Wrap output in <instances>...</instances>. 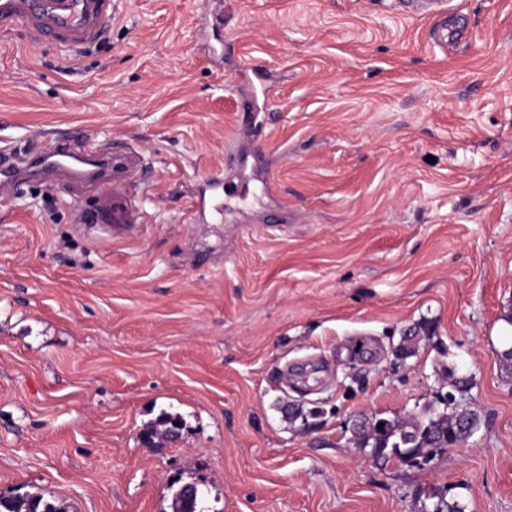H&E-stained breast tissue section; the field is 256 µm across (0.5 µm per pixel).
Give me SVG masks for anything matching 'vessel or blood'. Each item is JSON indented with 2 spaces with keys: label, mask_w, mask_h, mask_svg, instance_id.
<instances>
[{
  "label": "vessel or blood",
  "mask_w": 512,
  "mask_h": 512,
  "mask_svg": "<svg viewBox=\"0 0 512 512\" xmlns=\"http://www.w3.org/2000/svg\"><path fill=\"white\" fill-rule=\"evenodd\" d=\"M115 0H0V28L22 22L39 35L65 49L95 43L103 21L114 14ZM49 171L66 174L73 182L98 185L104 199H111L121 181L135 166L123 155L85 156L67 139H57L36 159Z\"/></svg>",
  "instance_id": "obj_1"
}]
</instances>
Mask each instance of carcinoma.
Instances as JSON below:
<instances>
[{
  "label": "carcinoma",
  "instance_id": "carcinoma-1",
  "mask_svg": "<svg viewBox=\"0 0 512 512\" xmlns=\"http://www.w3.org/2000/svg\"><path fill=\"white\" fill-rule=\"evenodd\" d=\"M455 392L441 399L443 410L435 411L426 420L415 418H371L364 420L355 431L357 448L367 451L374 459L396 457L421 467L430 464L448 451V444L457 445L478 426L479 415L474 410H459V402L467 399L471 378L462 376L452 380ZM426 512H466V506L448 496V490L434 489L429 495ZM0 512H64L36 495L11 499L0 498Z\"/></svg>",
  "mask_w": 512,
  "mask_h": 512
}]
</instances>
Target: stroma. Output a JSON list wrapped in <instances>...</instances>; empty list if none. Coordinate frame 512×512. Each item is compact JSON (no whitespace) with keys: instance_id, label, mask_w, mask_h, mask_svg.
<instances>
[{"instance_id":"35a3bbf8","label":"stroma","mask_w":512,"mask_h":512,"mask_svg":"<svg viewBox=\"0 0 512 512\" xmlns=\"http://www.w3.org/2000/svg\"><path fill=\"white\" fill-rule=\"evenodd\" d=\"M122 0L65 53L0 35V142L134 155L0 191V494L66 512H512V0ZM222 213L198 209L213 172ZM472 379L430 466L365 418ZM177 441H146L162 415ZM70 139H56L44 147L36 159V165L49 171L63 172L73 182L96 184L100 187L105 205L113 192L120 189L121 181L135 166L131 156L78 154ZM428 499L429 508H425L427 510L423 512H466V506L456 497L448 498L447 489H433Z\"/></svg>"}]
</instances>
